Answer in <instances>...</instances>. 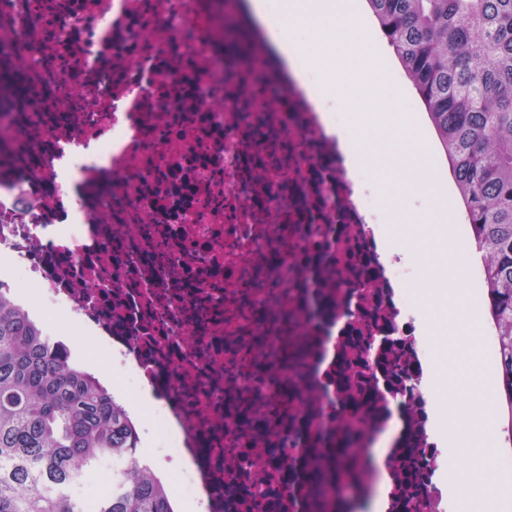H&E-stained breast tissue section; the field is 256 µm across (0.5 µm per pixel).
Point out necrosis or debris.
<instances>
[{
    "label": "necrosis or debris",
    "instance_id": "4bbe7bcc",
    "mask_svg": "<svg viewBox=\"0 0 512 512\" xmlns=\"http://www.w3.org/2000/svg\"><path fill=\"white\" fill-rule=\"evenodd\" d=\"M223 0H0V253L151 390L166 484L199 512H311L310 477L390 420L424 453L416 492L445 512L420 390L425 346L349 172L333 113L292 82L228 77ZM352 336L372 339L348 390ZM408 376L393 401L382 345Z\"/></svg>",
    "mask_w": 512,
    "mask_h": 512
}]
</instances>
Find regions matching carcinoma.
Wrapping results in <instances>:
<instances>
[{"label": "carcinoma", "instance_id": "1", "mask_svg": "<svg viewBox=\"0 0 512 512\" xmlns=\"http://www.w3.org/2000/svg\"><path fill=\"white\" fill-rule=\"evenodd\" d=\"M442 143L481 252L512 410V0H367ZM114 462L112 480L100 469ZM345 484L311 476L317 499L356 507L367 460L339 449ZM173 512L122 405L0 282V512Z\"/></svg>", "mask_w": 512, "mask_h": 512}]
</instances>
